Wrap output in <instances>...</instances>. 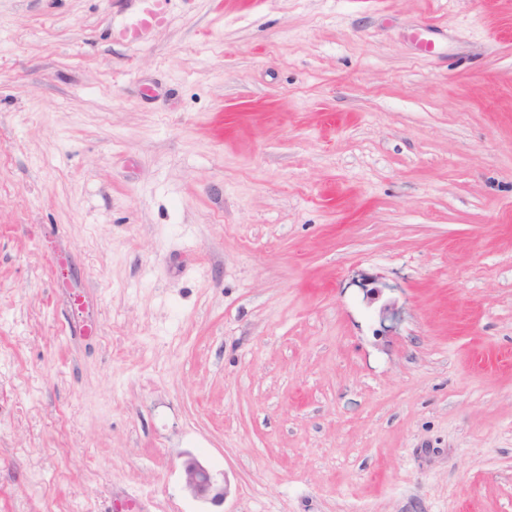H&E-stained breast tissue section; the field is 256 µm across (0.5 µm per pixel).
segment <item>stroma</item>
<instances>
[{"label":"stroma","mask_w":512,"mask_h":512,"mask_svg":"<svg viewBox=\"0 0 512 512\" xmlns=\"http://www.w3.org/2000/svg\"><path fill=\"white\" fill-rule=\"evenodd\" d=\"M0 0V512H512V0ZM168 1L141 0V9L117 26L118 36L134 44L147 41L167 21ZM184 484L197 499L221 504L224 502V485L218 484L212 472L196 459H190L184 466Z\"/></svg>","instance_id":"obj_1"}]
</instances>
